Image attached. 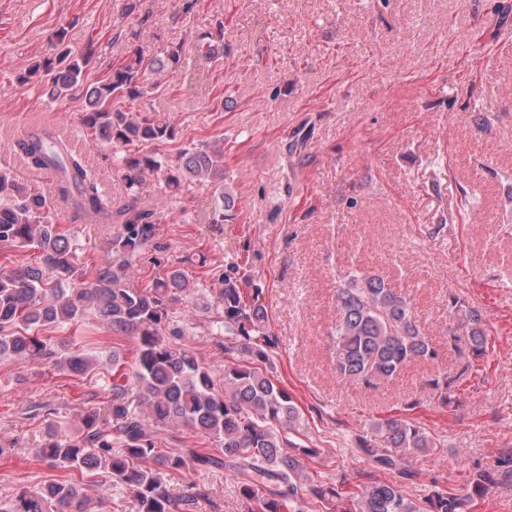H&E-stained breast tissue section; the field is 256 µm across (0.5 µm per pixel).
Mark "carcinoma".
<instances>
[{"label":"carcinoma","mask_w":512,"mask_h":512,"mask_svg":"<svg viewBox=\"0 0 512 512\" xmlns=\"http://www.w3.org/2000/svg\"><path fill=\"white\" fill-rule=\"evenodd\" d=\"M68 31L58 28L53 53L19 73L21 83L44 74L56 100L85 98L82 124L94 139L115 149L125 201L117 204L100 188V176L81 148L58 135L29 133L9 141V150L36 175L29 183L0 168V254L27 249V263L0 264V359L43 362L68 379H84L97 367L81 351L64 353L45 327L78 322L91 314L98 326L137 340L127 364L112 356V385L101 404L85 409L75 431L48 425L33 455L68 472L43 487L18 491L9 512H84L86 486H120L134 512H192L193 497L174 496L165 480L172 473L222 469L247 512H472L475 498L498 473L484 471L470 481L466 495L435 488L421 498L400 483L374 481L358 493L314 479L303 458L316 451L293 440L301 410L273 375L276 339L263 290L242 288L240 266H225L216 282V313L208 317L215 336L224 337L231 362L216 376L183 344L164 336L177 307L203 295L178 267L154 276L144 287L129 281L139 272L140 257L153 249L157 225L174 219L167 206L173 191L190 185L212 190L210 223H224L233 205L224 170V138L191 142L176 163L156 147L174 141L178 124L146 107L155 78L182 67L183 43L153 54L136 48L92 86H84L92 63V45L70 47ZM195 57L216 63L224 58V23L195 34ZM52 174L50 183L41 180ZM150 177L164 187L153 199L144 194ZM71 221L119 224L108 241L106 257L92 266L79 263L73 228L59 223L57 206ZM336 322L330 333L333 365L342 379L375 389L398 376L410 363L436 356L419 327L410 298L392 288L376 271L352 269L336 288ZM448 314L464 332L471 354L487 352V333L478 311L459 295L448 297ZM205 434L213 447L171 448L173 428ZM386 443L358 448L384 470L401 479L405 455L436 447L417 423L392 416L374 423Z\"/></svg>","instance_id":"cac0c4a2"}]
</instances>
